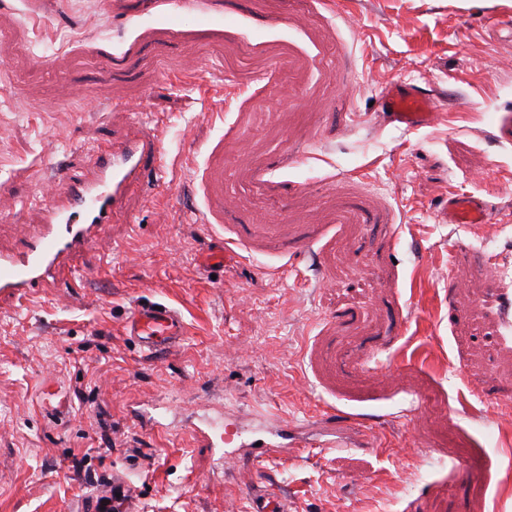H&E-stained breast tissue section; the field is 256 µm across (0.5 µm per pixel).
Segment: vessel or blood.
<instances>
[{"mask_svg": "<svg viewBox=\"0 0 512 512\" xmlns=\"http://www.w3.org/2000/svg\"><path fill=\"white\" fill-rule=\"evenodd\" d=\"M379 109L393 123L418 127L433 121L434 101L415 84L394 83L382 95ZM164 165L161 141L156 136L108 142L89 158V171L81 175L61 166L55 170V188L46 205L40 233L31 238L22 252L0 250V296L21 298L30 289L44 288L52 273L69 268L72 258L85 249L94 234L121 211L132 190L145 189L149 171ZM448 220L453 224H486L490 211L470 196L448 201ZM124 330L147 354L170 352L185 336L181 317L158 302L138 304ZM220 439L247 449L258 461L285 458L297 447L295 441L267 428L241 432L225 422ZM133 489L126 478H116L109 490L91 499L84 512H130Z\"/></svg>", "mask_w": 512, "mask_h": 512, "instance_id": "vessel-or-blood-1", "label": "vessel or blood"}]
</instances>
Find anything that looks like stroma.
Instances as JSON below:
<instances>
[{"instance_id":"1","label":"stroma","mask_w":512,"mask_h":512,"mask_svg":"<svg viewBox=\"0 0 512 512\" xmlns=\"http://www.w3.org/2000/svg\"><path fill=\"white\" fill-rule=\"evenodd\" d=\"M0 53V248L55 164L141 123L168 155L154 207L0 297V512H80L118 475L135 512H512L473 498L512 465V0H0ZM399 80L431 124L383 118ZM457 193L490 223H449ZM143 300L178 350L126 336ZM219 406L305 446L227 463L192 435ZM124 330L147 354L174 351L185 336L181 317L165 304L142 302L132 311Z\"/></svg>"}]
</instances>
